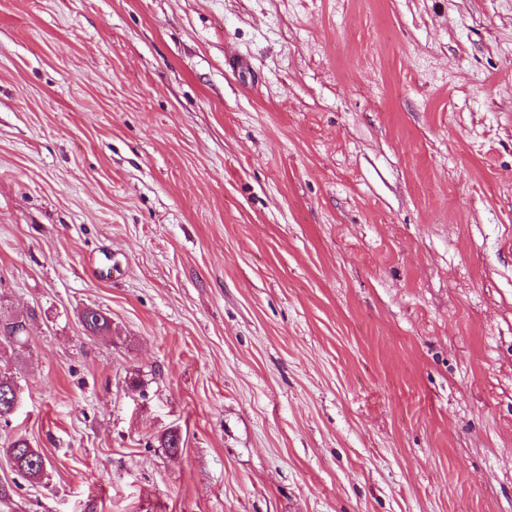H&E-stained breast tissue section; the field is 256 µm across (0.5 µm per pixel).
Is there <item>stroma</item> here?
<instances>
[{"instance_id":"35a3bbf8","label":"stroma","mask_w":512,"mask_h":512,"mask_svg":"<svg viewBox=\"0 0 512 512\" xmlns=\"http://www.w3.org/2000/svg\"><path fill=\"white\" fill-rule=\"evenodd\" d=\"M27 312L0 512H512V0H0ZM85 329L94 335L107 334L111 329V321L99 308H85L81 315ZM4 450L17 471L29 482L41 480L45 475L49 461L37 448H32L27 439L16 438Z\"/></svg>"}]
</instances>
